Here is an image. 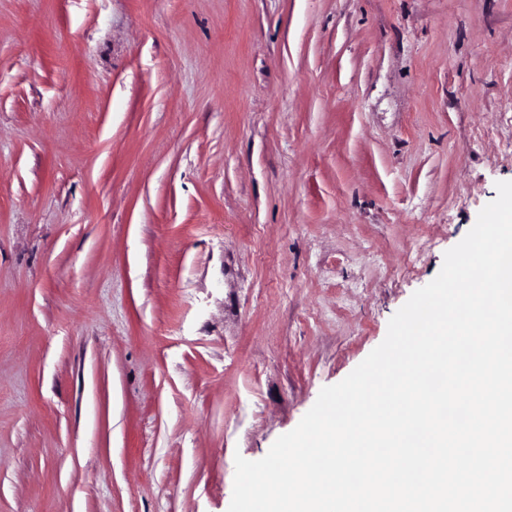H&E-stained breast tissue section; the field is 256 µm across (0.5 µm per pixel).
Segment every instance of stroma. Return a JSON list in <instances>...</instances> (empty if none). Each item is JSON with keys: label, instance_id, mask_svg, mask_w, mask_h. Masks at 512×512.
Segmentation results:
<instances>
[{"label": "stroma", "instance_id": "1", "mask_svg": "<svg viewBox=\"0 0 512 512\" xmlns=\"http://www.w3.org/2000/svg\"><path fill=\"white\" fill-rule=\"evenodd\" d=\"M512 181V0H0V512H228Z\"/></svg>", "mask_w": 512, "mask_h": 512}]
</instances>
